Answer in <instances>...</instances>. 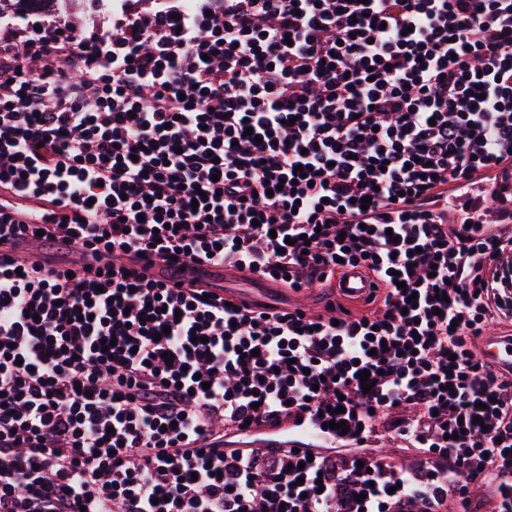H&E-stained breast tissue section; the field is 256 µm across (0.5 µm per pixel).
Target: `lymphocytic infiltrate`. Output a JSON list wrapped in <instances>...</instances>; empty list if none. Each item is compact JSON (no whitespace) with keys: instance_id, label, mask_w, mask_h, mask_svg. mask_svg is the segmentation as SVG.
<instances>
[{"instance_id":"f902f5d3","label":"lymphocytic infiltrate","mask_w":512,"mask_h":512,"mask_svg":"<svg viewBox=\"0 0 512 512\" xmlns=\"http://www.w3.org/2000/svg\"><path fill=\"white\" fill-rule=\"evenodd\" d=\"M303 178H296L295 167ZM512 0H157L109 28H0V512H512ZM59 217L20 221L22 203ZM124 255L45 269L21 242ZM300 290L341 265L370 310L228 307L142 257ZM369 371L371 390L361 385ZM417 459L360 449L378 416ZM327 424L335 448H228ZM343 292L353 298L363 297L370 293L371 283L357 270H349L341 281ZM481 356L488 362L512 370V336L509 334H489L481 347Z\"/></svg>"}]
</instances>
